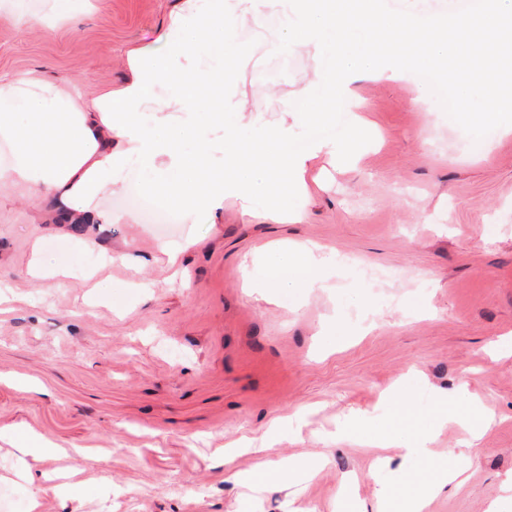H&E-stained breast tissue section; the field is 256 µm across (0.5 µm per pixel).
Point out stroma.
Listing matches in <instances>:
<instances>
[{"instance_id":"obj_1","label":"stroma","mask_w":512,"mask_h":512,"mask_svg":"<svg viewBox=\"0 0 512 512\" xmlns=\"http://www.w3.org/2000/svg\"><path fill=\"white\" fill-rule=\"evenodd\" d=\"M71 3L60 23L47 0H0V73L100 96L127 79L129 51L157 47L182 0ZM237 41L251 61L225 101L288 127L294 152L337 146L307 163L303 223L228 197L154 224L124 203L145 180L132 166L96 200L111 223L73 237L0 186V512H377L378 481L412 495L466 434L436 430L431 458L395 459L377 478L365 436L405 434L404 408L431 422L438 394L461 384L495 422L463 484L427 512H485L494 496L512 512L500 490L512 475V114L475 127L452 84L415 105L418 72H385L354 84L362 134L343 108L313 127L295 92L325 58L261 45L246 25ZM288 241L321 258L316 286L248 287L244 262ZM341 253L380 279H357ZM20 434L59 452L19 456ZM265 435L300 468L253 493L237 478L262 457L244 444ZM58 470L74 473L72 496L49 482Z\"/></svg>"}]
</instances>
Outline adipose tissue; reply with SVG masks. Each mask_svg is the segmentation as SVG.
Here are the masks:
<instances>
[{"label":"adipose tissue","mask_w":512,"mask_h":512,"mask_svg":"<svg viewBox=\"0 0 512 512\" xmlns=\"http://www.w3.org/2000/svg\"><path fill=\"white\" fill-rule=\"evenodd\" d=\"M283 8L282 0H185L161 36L163 50L132 51L126 83L88 103L72 99L50 81L0 80V138L12 152L11 162L0 167V184L29 200L47 199L46 223L88 227L102 221L96 199L120 183L127 165L136 164L147 173V193L162 204L189 213L209 212L220 208L225 197L247 203L262 187L275 184L279 194L266 198L274 216L301 222L304 215L291 207L286 188L291 177L303 175L304 161L290 150L287 128L253 126L252 142L270 145V152L248 161L239 143L222 166H212L204 145L206 134L215 125L237 127V109L225 105L200 114L201 89L206 84H231L235 75L218 70L205 77L183 65L184 59L210 51L236 56L239 26L248 23L265 32L270 19ZM469 25L465 11L428 22L410 14H393L380 0H300L291 26L277 40L287 48L302 45L318 55L333 50L334 69L303 79L297 91L316 109L317 120L323 121L327 101L342 99L348 107L359 108L362 101L354 94L353 83L382 71L398 73L430 65L452 82L481 91L495 68V57L476 55L471 46L448 37L449 31L459 32ZM349 26L367 30L370 48L354 52L342 42ZM424 28L431 35L427 51L402 60L401 33ZM452 55L465 60V67L449 71ZM189 139L200 144L191 157L184 150ZM318 264L312 250L292 247L254 266L249 277L265 288H287L300 281L310 288L314 282L309 274ZM492 420L463 387L439 400L434 417L438 426L458 423L467 432L472 450ZM462 474L458 466H437L421 492L403 502L393 488L383 487L386 512H423L428 498Z\"/></svg>","instance_id":"obj_1"}]
</instances>
